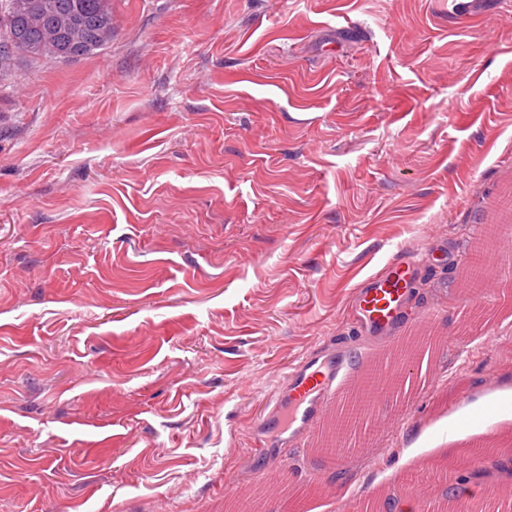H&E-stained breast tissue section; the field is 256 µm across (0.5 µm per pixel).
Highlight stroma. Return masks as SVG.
<instances>
[{"label":"stroma","instance_id":"stroma-1","mask_svg":"<svg viewBox=\"0 0 512 512\" xmlns=\"http://www.w3.org/2000/svg\"><path fill=\"white\" fill-rule=\"evenodd\" d=\"M512 183V0H112V39L0 79V512H215L328 486L512 512V265L457 260ZM418 253L444 339L371 445L261 485L254 424ZM463 488L468 502L450 491Z\"/></svg>","mask_w":512,"mask_h":512}]
</instances>
